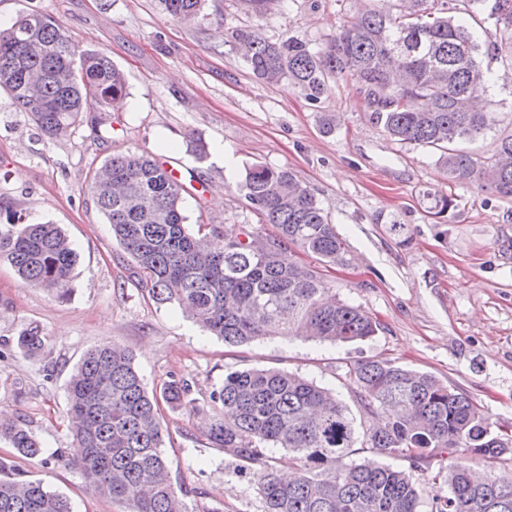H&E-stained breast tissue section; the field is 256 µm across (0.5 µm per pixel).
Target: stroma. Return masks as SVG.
<instances>
[{"label":"stroma","mask_w":512,"mask_h":512,"mask_svg":"<svg viewBox=\"0 0 512 512\" xmlns=\"http://www.w3.org/2000/svg\"><path fill=\"white\" fill-rule=\"evenodd\" d=\"M380 6L282 0L257 18L236 0H206L186 22L167 16L160 0H0V25L32 10L49 15L80 48L105 53L128 85L124 100L88 109L54 140L0 93V218L60 225L78 254L62 298L22 285L0 263V412L24 421L43 446L42 456L19 460L0 441V458L67 498L72 512H125L68 464L76 445L67 383L86 352L105 343L132 351L147 389L174 377L191 385L195 411L161 408L163 452L189 512H264L252 474L204 434L210 395L234 369L296 372L352 408L348 366L388 361L432 374L479 407L493 431L512 434V198L475 181L449 182L437 152L391 140L352 80H335L315 105L290 86L263 84L231 37L253 27L269 41L290 36L319 50L355 12ZM482 64L493 73L485 95L498 123L463 147L489 162L512 133V66L487 57ZM326 114L336 117L329 135L321 131ZM197 141L207 149L200 160ZM128 152L183 172L188 224H246L264 236L272 226L238 186L255 163L292 170L347 248L348 266L322 271L331 294L377 317L381 331L351 344L271 337L231 347L177 304L157 303L132 277L131 258L88 190L106 159ZM442 191L457 207L439 219L431 206ZM31 327L44 338L36 356L17 346Z\"/></svg>","instance_id":"stroma-1"}]
</instances>
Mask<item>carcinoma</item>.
<instances>
[{"label":"carcinoma","mask_w":512,"mask_h":512,"mask_svg":"<svg viewBox=\"0 0 512 512\" xmlns=\"http://www.w3.org/2000/svg\"><path fill=\"white\" fill-rule=\"evenodd\" d=\"M204 0H161L174 19L197 15ZM257 16L280 0H238ZM396 11L369 9L350 17L336 38L314 51L294 37L271 42L259 30L240 28L233 38L251 73L268 86L287 84L311 104L333 79L360 86L370 119L394 141L441 151L450 181L478 180L512 198V135L499 140L495 162L485 167L455 144L490 130L496 112L484 96L490 82L481 57L512 48V0H396ZM492 21L500 41L485 44L480 30ZM82 74L66 84L73 63ZM0 89L29 114L48 139L67 135L91 105L126 94V78L104 53L81 50L63 27L38 11L21 14L0 30ZM241 188L262 223L276 233L186 224L185 186L149 154L113 155L95 171L89 192L112 236L135 263V277L159 303H176L227 344L279 336L349 344L372 339L381 324L358 305L326 296L300 251L323 263L346 265L347 249L316 197L286 168L253 165ZM211 234L224 248H211ZM0 261L20 281L66 295L77 252L56 224H0ZM33 356L44 347L31 327L18 337ZM357 403L378 426L358 434L355 417L335 393L284 369H235L214 389L224 410L206 437L252 470L265 512H512V476L497 465L512 455V441L491 432L488 418L467 397L434 376L381 361L349 368ZM190 384L173 379L149 394L131 351L104 344L83 357L67 384L71 432L83 454L74 466L95 494L124 503L127 512H188L162 453L160 402L194 410ZM0 440L26 459L41 443L21 420L0 422ZM374 448L406 458L410 468L433 452L455 461L442 477L448 493L425 496L411 473L386 464L341 459L353 448ZM283 448L298 475L277 477L268 449ZM0 512H72L70 503L42 482L21 478L0 459Z\"/></svg>","instance_id":"cac0c4a2"}]
</instances>
